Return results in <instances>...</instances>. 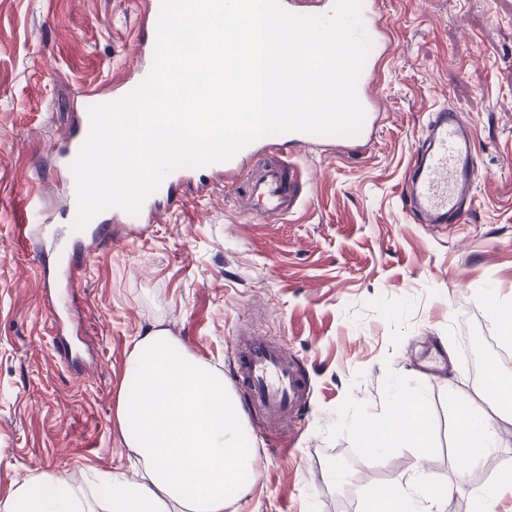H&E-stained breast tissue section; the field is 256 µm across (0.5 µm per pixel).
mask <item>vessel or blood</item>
<instances>
[{
    "mask_svg": "<svg viewBox=\"0 0 512 512\" xmlns=\"http://www.w3.org/2000/svg\"><path fill=\"white\" fill-rule=\"evenodd\" d=\"M332 5L333 0H284L283 3L287 11L296 14H323L330 11ZM362 18L372 46L387 50L390 38L381 0H365ZM375 80V68L364 67L357 91L365 110V121L359 134L343 140V147L350 150L363 149L380 123L382 109L367 92ZM88 130L87 113H79L70 137L59 149L62 159L77 155ZM285 139L286 146L293 147H304L311 141L309 134L300 132L286 133ZM286 146L262 138L231 160L208 165L207 170L223 175L228 181L243 179L244 187L236 199L237 211L255 221L275 223L296 212L304 203L298 175L285 152ZM196 178L193 171H174L145 201L138 215L110 209L95 217L84 231L70 234L64 271L43 275L40 280L44 297L54 308L56 350L61 358L71 360L72 348L67 334L69 317L55 308L58 288L62 285L76 288L79 270L89 259L86 240L110 243L111 229L116 224L133 222L140 228H147L154 211L164 203L172 207L178 205L177 188L193 183ZM479 178L472 136L461 119L459 108L437 109L431 115L425 138L409 167L403 188L407 212L421 224L461 223L468 213ZM232 351L235 381L247 394L252 409L261 413L265 429L293 426L301 412L309 408L312 393L301 375L297 359L289 355L285 344L245 334L235 340Z\"/></svg>",
    "mask_w": 512,
    "mask_h": 512,
    "instance_id": "vessel-or-blood-1",
    "label": "vessel or blood"
}]
</instances>
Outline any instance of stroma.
Returning <instances> with one entry per match:
<instances>
[{
  "label": "stroma",
  "instance_id": "obj_1",
  "mask_svg": "<svg viewBox=\"0 0 512 512\" xmlns=\"http://www.w3.org/2000/svg\"><path fill=\"white\" fill-rule=\"evenodd\" d=\"M393 28L377 93L383 115L356 155L332 136L292 153L305 202L267 224L240 217L222 181L159 211L144 237L112 229L79 276L72 305L86 367L57 357L36 287L63 254L19 245L15 226L72 224L56 148L85 89L133 79L141 0H0V497L29 473L86 486L141 480L114 424L136 339L166 329L230 373L239 332L283 339L313 393L292 432L260 436L246 413L255 483L226 512H367L373 487L413 478L452 489L447 512H472L469 489L495 472L461 470L457 401L507 416L472 370L475 338L497 341L492 309L512 304V0H384ZM458 105L482 174L464 223H411L400 198L437 108ZM423 395L431 448L376 453L365 432L404 393Z\"/></svg>",
  "mask_w": 512,
  "mask_h": 512
}]
</instances>
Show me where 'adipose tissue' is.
Instances as JSON below:
<instances>
[{"label": "adipose tissue", "mask_w": 512, "mask_h": 512, "mask_svg": "<svg viewBox=\"0 0 512 512\" xmlns=\"http://www.w3.org/2000/svg\"><path fill=\"white\" fill-rule=\"evenodd\" d=\"M132 383L116 396L115 423L142 467L143 480L100 477L98 496L40 472L0 498V512H224L256 480L243 411L216 368L199 362L166 330L135 340ZM464 465L484 461L503 442L500 417L460 403ZM447 494L428 483L397 486L376 512H446Z\"/></svg>", "instance_id": "1"}]
</instances>
